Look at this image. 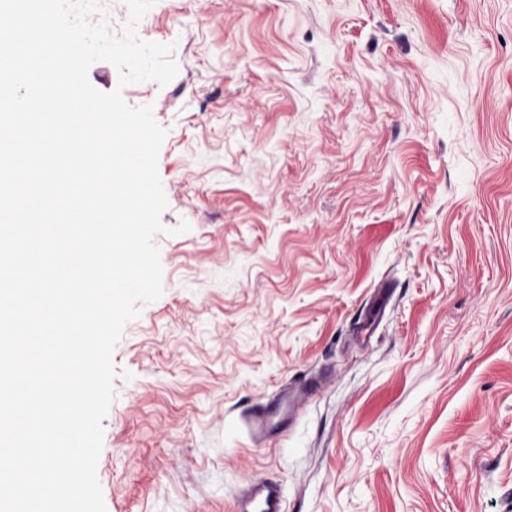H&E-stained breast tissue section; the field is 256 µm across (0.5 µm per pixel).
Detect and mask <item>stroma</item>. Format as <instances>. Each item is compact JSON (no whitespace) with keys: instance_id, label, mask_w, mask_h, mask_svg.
Segmentation results:
<instances>
[{"instance_id":"1","label":"stroma","mask_w":512,"mask_h":512,"mask_svg":"<svg viewBox=\"0 0 512 512\" xmlns=\"http://www.w3.org/2000/svg\"><path fill=\"white\" fill-rule=\"evenodd\" d=\"M163 294L113 351L107 512H512V0H157ZM323 374L282 432L254 403ZM288 409V391L264 402L251 406L246 414L245 424L252 439L264 442L283 425ZM237 512H286L280 483L261 479L250 484L237 497Z\"/></svg>"}]
</instances>
